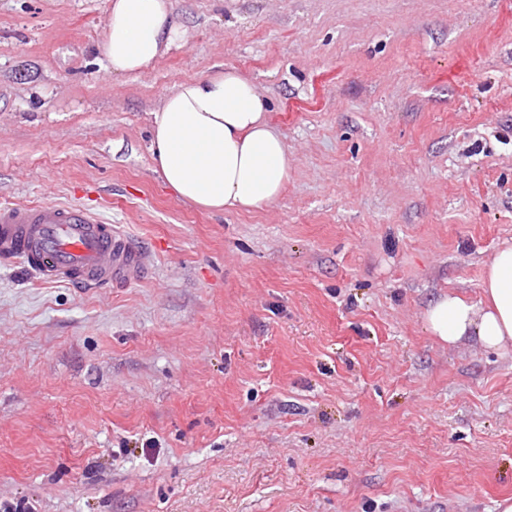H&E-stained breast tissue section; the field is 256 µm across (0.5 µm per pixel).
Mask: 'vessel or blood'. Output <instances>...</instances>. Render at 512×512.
I'll list each match as a JSON object with an SVG mask.
<instances>
[{"instance_id": "obj_1", "label": "vessel or blood", "mask_w": 512, "mask_h": 512, "mask_svg": "<svg viewBox=\"0 0 512 512\" xmlns=\"http://www.w3.org/2000/svg\"><path fill=\"white\" fill-rule=\"evenodd\" d=\"M0 258L27 265L43 282L112 288L140 280L146 254L81 203L0 204Z\"/></svg>"}]
</instances>
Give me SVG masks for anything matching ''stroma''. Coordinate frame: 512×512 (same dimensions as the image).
<instances>
[{"label":"stroma","mask_w":512,"mask_h":512,"mask_svg":"<svg viewBox=\"0 0 512 512\" xmlns=\"http://www.w3.org/2000/svg\"><path fill=\"white\" fill-rule=\"evenodd\" d=\"M143 75L95 60L107 0H0V202L93 198L150 257L86 291L0 259V502L39 512H494L512 354L430 336L512 238V0H172ZM231 68L291 155L209 213L150 114Z\"/></svg>","instance_id":"35a3bbf8"}]
</instances>
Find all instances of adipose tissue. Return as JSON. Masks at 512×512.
Returning a JSON list of instances; mask_svg holds the SVG:
<instances>
[{
    "label": "adipose tissue",
    "mask_w": 512,
    "mask_h": 512,
    "mask_svg": "<svg viewBox=\"0 0 512 512\" xmlns=\"http://www.w3.org/2000/svg\"><path fill=\"white\" fill-rule=\"evenodd\" d=\"M182 36L170 0H108L96 56L109 74L147 73ZM268 102L235 70L186 77L152 114L151 156L179 199L213 213L260 209L277 201L290 153L266 119ZM473 303L448 293L424 314L431 335L448 345L475 341L512 353V243L494 253Z\"/></svg>",
    "instance_id": "ef3b65f1"
}]
</instances>
